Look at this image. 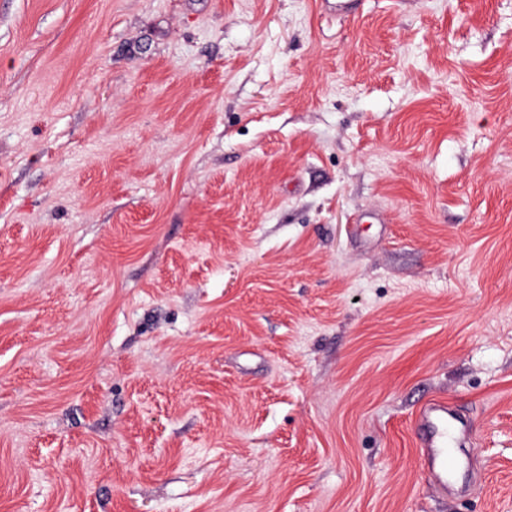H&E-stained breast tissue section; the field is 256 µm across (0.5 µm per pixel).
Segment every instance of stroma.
<instances>
[{"mask_svg": "<svg viewBox=\"0 0 512 512\" xmlns=\"http://www.w3.org/2000/svg\"><path fill=\"white\" fill-rule=\"evenodd\" d=\"M0 512H512V0H0ZM469 432L453 406L444 399H430L422 404L415 419V434L421 447L423 470L437 486H448L454 477L452 448H457Z\"/></svg>", "mask_w": 512, "mask_h": 512, "instance_id": "35a3bbf8", "label": "stroma"}]
</instances>
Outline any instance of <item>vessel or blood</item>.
<instances>
[{"label":"vessel or blood","mask_w":512,"mask_h":512,"mask_svg":"<svg viewBox=\"0 0 512 512\" xmlns=\"http://www.w3.org/2000/svg\"><path fill=\"white\" fill-rule=\"evenodd\" d=\"M469 431L446 400L431 399L422 404L415 419V434L421 447L423 470L437 486H447L455 474L452 450Z\"/></svg>","instance_id":"obj_1"}]
</instances>
